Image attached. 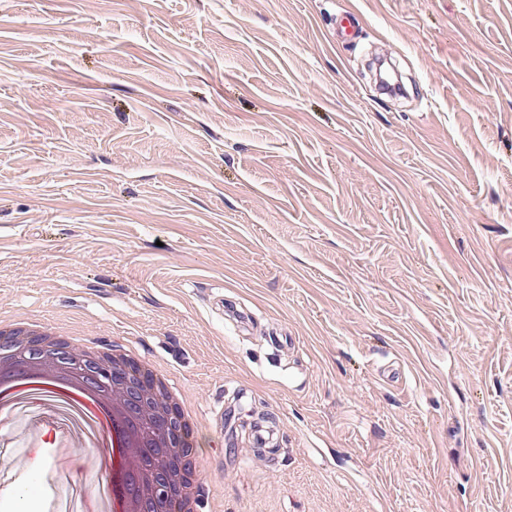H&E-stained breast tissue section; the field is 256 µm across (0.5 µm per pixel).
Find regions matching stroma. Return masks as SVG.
I'll return each instance as SVG.
<instances>
[{"label":"stroma","instance_id":"35a3bbf8","mask_svg":"<svg viewBox=\"0 0 512 512\" xmlns=\"http://www.w3.org/2000/svg\"><path fill=\"white\" fill-rule=\"evenodd\" d=\"M0 318L169 367L205 512H512V0H0Z\"/></svg>","mask_w":512,"mask_h":512}]
</instances>
